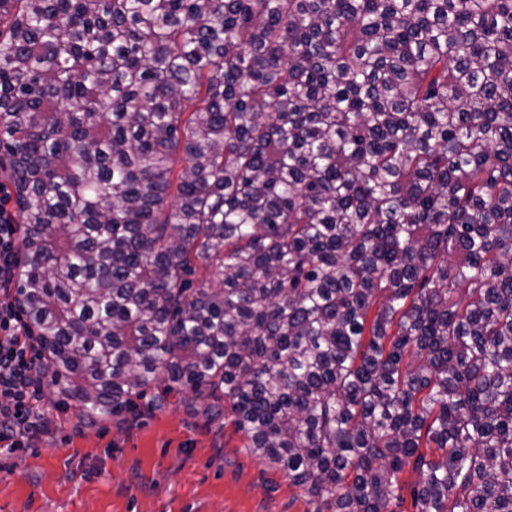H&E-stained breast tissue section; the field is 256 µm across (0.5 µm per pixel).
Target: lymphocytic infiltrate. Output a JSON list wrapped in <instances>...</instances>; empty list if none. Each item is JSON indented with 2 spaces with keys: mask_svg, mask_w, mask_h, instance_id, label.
I'll use <instances>...</instances> for the list:
<instances>
[{
  "mask_svg": "<svg viewBox=\"0 0 512 512\" xmlns=\"http://www.w3.org/2000/svg\"><path fill=\"white\" fill-rule=\"evenodd\" d=\"M16 253V226L0 207V441L12 452L54 427L53 419L38 408L46 369L6 289Z\"/></svg>",
  "mask_w": 512,
  "mask_h": 512,
  "instance_id": "obj_1",
  "label": "lymphocytic infiltrate"
}]
</instances>
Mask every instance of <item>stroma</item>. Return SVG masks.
Segmentation results:
<instances>
[{"label": "stroma", "instance_id": "obj_1", "mask_svg": "<svg viewBox=\"0 0 512 512\" xmlns=\"http://www.w3.org/2000/svg\"><path fill=\"white\" fill-rule=\"evenodd\" d=\"M41 404L56 427L0 453V512H314L303 488L249 453L232 414L208 420L190 395L93 424L51 389Z\"/></svg>", "mask_w": 512, "mask_h": 512}]
</instances>
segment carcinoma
I'll list each match as a JSON object with an SVG mask.
<instances>
[{"label":"carcinoma","instance_id":"obj_1","mask_svg":"<svg viewBox=\"0 0 512 512\" xmlns=\"http://www.w3.org/2000/svg\"><path fill=\"white\" fill-rule=\"evenodd\" d=\"M0 157L90 421L190 392L314 512H512V0H0Z\"/></svg>","mask_w":512,"mask_h":512}]
</instances>
